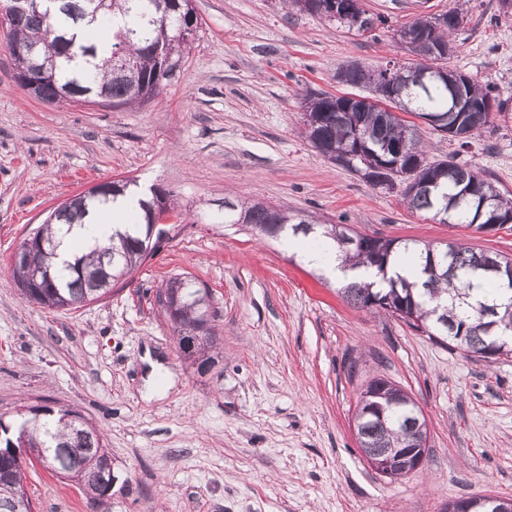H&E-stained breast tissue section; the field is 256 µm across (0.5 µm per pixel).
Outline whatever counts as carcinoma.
<instances>
[{"label":"carcinoma","mask_w":512,"mask_h":512,"mask_svg":"<svg viewBox=\"0 0 512 512\" xmlns=\"http://www.w3.org/2000/svg\"><path fill=\"white\" fill-rule=\"evenodd\" d=\"M50 11H29L0 16L9 42L25 46L38 38L42 42V84L36 98L53 102H87L114 108L133 106L160 94L173 77L179 62L191 49L192 41L181 37V30L197 32L198 16L192 0H51ZM128 17L126 24L112 33L109 55L99 58L97 46L77 38L74 29L81 23H105L116 14ZM456 11L438 14L432 22L419 17L406 26L432 45H446L460 25ZM135 60V69L120 75L113 69L116 48ZM165 58L159 59L156 48ZM372 68L360 63L339 72L343 81L376 94L367 75ZM408 74L398 69L391 82L398 91L391 101L392 110L412 115L438 113L448 117V127H473L478 120L490 123V115L455 111L453 91L442 82L418 85L407 81ZM469 105L492 98L491 91L473 78L458 87ZM302 134L319 154L341 156L357 153L359 158L342 167L360 175L369 184L397 179L413 183L400 193L402 203L412 212L445 217L451 226L478 230L508 223L512 218V196L497 190L479 172L462 166L454 158L427 161L425 145L416 124L390 112L370 108L352 113L360 125L355 131L350 123L340 122L334 95L307 94ZM393 145L405 152L397 160L387 154ZM126 188L114 182L94 196L76 197L56 208L36 230L44 246H35L14 254L13 280L25 269L40 272L44 287L38 291L22 288L29 302L51 308H68L98 300L110 292L106 282L116 283L131 274L152 245L155 208L170 210L168 194L154 192L152 200L142 205V219H134L136 230L115 232L108 243L71 260H60L61 238L73 225L83 223L89 210L105 203ZM244 222L262 236L281 238L290 232L306 235L314 226L320 236L332 241L345 267H370L377 280L352 281L341 288L346 300L378 313H391L410 327L426 333L441 344H454L469 354L494 350V357L512 355V259L498 253L475 252L462 242L446 245V250L426 246L413 248L394 239L358 235L360 244L346 246L350 230L342 224H317L311 217L292 213L282 205L265 206L261 202L236 204L224 201V223ZM416 255L415 278L392 274L395 257L401 253ZM177 283L186 295L184 305L167 312L178 334L204 328L209 317L196 306L193 296L205 285L179 275L171 278L159 293L165 294ZM368 399L356 408L355 426L362 451L377 452L399 448L415 437L416 402L383 378H373L365 387ZM20 423L18 435H8L9 425L0 421V512H31L27 498H15L12 485L22 482V466L10 448L27 445L30 454L43 457L52 470L64 479L78 481L92 499L108 494L115 480L112 465L106 461L107 449L102 434L95 428L82 427L83 417L73 410H46Z\"/></svg>","instance_id":"cac0c4a2"}]
</instances>
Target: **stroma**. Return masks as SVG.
<instances>
[{"instance_id":"stroma-1","label":"stroma","mask_w":512,"mask_h":512,"mask_svg":"<svg viewBox=\"0 0 512 512\" xmlns=\"http://www.w3.org/2000/svg\"><path fill=\"white\" fill-rule=\"evenodd\" d=\"M383 22L362 35L282 0H194L199 29L162 94L141 105L47 103L24 92L0 36V419L71 409L101 429L116 481L90 499L35 460L33 512H446L450 501L512 498V355L484 359L397 317L347 302L282 240L217 223L225 200L285 205L326 224L416 245L451 240L512 257V224L478 231L411 213L319 156L301 137L306 92L346 93L338 69L407 62L399 27L457 10L450 69L503 109L454 157L512 193V16L499 0H363ZM126 179L172 194L160 247L111 294L76 308L28 302L10 269L61 203ZM175 275L208 286L214 346L180 354L157 293ZM382 377L421 406L429 452L390 479L365 460L352 421Z\"/></svg>"}]
</instances>
